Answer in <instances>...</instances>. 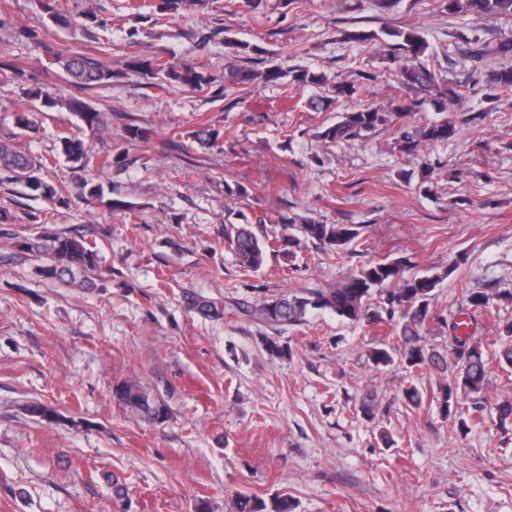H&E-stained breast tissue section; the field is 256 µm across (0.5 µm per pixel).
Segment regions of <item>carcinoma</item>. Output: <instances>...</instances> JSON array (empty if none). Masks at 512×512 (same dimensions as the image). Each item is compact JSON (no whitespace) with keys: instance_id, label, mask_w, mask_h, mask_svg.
Wrapping results in <instances>:
<instances>
[{"instance_id":"obj_1","label":"carcinoma","mask_w":512,"mask_h":512,"mask_svg":"<svg viewBox=\"0 0 512 512\" xmlns=\"http://www.w3.org/2000/svg\"><path fill=\"white\" fill-rule=\"evenodd\" d=\"M137 8H148L143 15L148 19L157 13L176 14L191 6L202 5L201 0H133ZM443 7L450 15H473L479 19L493 18L498 15H512V0H442ZM390 36L397 42L388 44L387 60L395 66L397 83L402 87L418 92V97L396 105L393 111L382 107H367L336 115V121L327 125L319 136L330 142H342L367 139L381 127L401 123L400 132L395 139V148L402 154H417L424 142H447L455 138L457 125L455 119L444 116L431 123L420 126L407 124V118L413 112L420 111L422 105L432 102L437 111H447L446 94L453 93L452 88H442V82L426 60L429 43L422 32L416 28L396 30ZM224 45L237 57L243 58L262 51L256 44L236 38H224ZM455 53L472 63V71L478 72L481 64L490 58H511L512 40H487L478 33L463 40L456 46ZM56 63L61 66L71 84L83 91L94 85L110 82L112 68L95 57L80 54L54 53ZM145 74L162 72L165 79L191 91H201L211 84L208 72L201 66L183 64L179 67L157 62L143 63ZM290 77L300 87L325 89L329 95H313L306 105L313 111H322L334 101L350 97L355 87L349 82H328V79L315 71L294 68L288 72L276 64L264 69L229 70V82L234 85L273 84ZM486 96L501 99L512 96V66L494 69L485 74ZM41 107L53 109L65 108L91 129L99 130L105 125V114L93 109L82 97L76 94L62 95L55 89L36 83L29 89ZM16 131L0 137V171L7 178L24 184L41 198L52 201L57 196L55 186L42 170L48 166L33 158L18 144L17 138L31 129L29 117L21 113L15 118ZM61 153L75 169L84 168L87 151L82 141L64 136L61 138ZM360 232L357 227L346 224H320L311 219H292L282 225L278 238L281 248L273 249L269 236H260L251 224L232 225L228 241L241 266L254 271L266 262L267 254L277 251L291 257L294 248L312 242L335 251L357 239ZM31 250L44 249L52 260L45 269L54 277L70 273L72 268L92 270L96 266L97 251L82 237L56 235L47 237L44 243H28ZM407 260L403 258L385 259L370 263L357 272L345 277L334 288L325 291H311L306 294L289 293L261 302L252 309L265 323L272 326L301 325L307 321L313 310L329 311L340 318L350 321H364L369 325L391 327L387 340L377 343L368 353L369 360L378 369H385L397 363L408 372L434 370L439 372L442 381L431 401L435 402L443 418L452 417L457 422L461 434H468L472 423L478 416L481 406H470L464 402V396L478 395L484 392L489 383V358L481 346L473 339L463 335L458 329L450 330L445 347L426 343L423 333L432 319L430 301L442 277L429 271L423 274L406 276ZM378 302H373L374 298ZM193 307L207 317H220L224 309L210 300L200 297L193 301ZM503 341L496 355L501 366H512V323L502 325ZM121 406L130 413L149 421L158 422L167 416L166 406L137 383L127 382L113 390ZM292 504L286 495H276L266 501L257 496H245L237 503V512H291Z\"/></svg>"}]
</instances>
